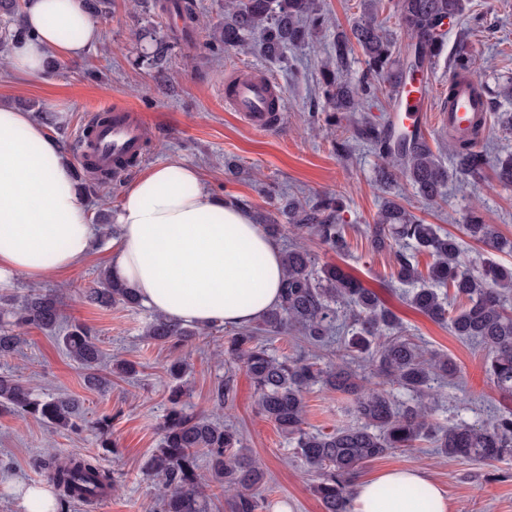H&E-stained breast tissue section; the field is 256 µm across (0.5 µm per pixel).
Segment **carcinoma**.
I'll return each instance as SVG.
<instances>
[{"label":"carcinoma","instance_id":"obj_1","mask_svg":"<svg viewBox=\"0 0 512 512\" xmlns=\"http://www.w3.org/2000/svg\"><path fill=\"white\" fill-rule=\"evenodd\" d=\"M224 22L211 27L205 48L216 55L230 49L258 52L280 63L287 53L305 43L312 32L328 28V17L318 0H230ZM374 0L351 29L336 33L332 51L322 63V82L309 109L322 108L329 125L352 123L355 143L335 141L333 149L350 155L366 143L383 164L375 175L382 192L377 222L368 225L367 240L374 251L393 253L396 280L409 286L402 293L407 304L436 323L448 324L451 332L480 345L486 351V374L503 394L512 395V269L487 261L470 269L462 245L437 224H426L410 212L400 197L390 191L396 175L403 176L416 195L429 205L443 199V189L455 176L467 184H478L489 159H494L497 181L512 185V153L491 155L482 145L484 122L477 121L469 136L450 137V166L433 153L423 134L415 131L398 139L377 128L364 116H356L359 104L385 95L413 79L423 61L439 55L444 47L442 21L463 16L465 0H397L398 22L407 38L405 53L384 22L377 20ZM163 11L174 9L194 20L192 4L168 0ZM469 30L459 35V45L448 60L454 75L471 77L484 97L490 92L472 63ZM364 57V73L358 83L345 76L352 46ZM289 226L306 233L342 254L348 250L343 221V203L336 195H322L308 202L285 203ZM463 237L491 250H512V241L498 225L487 223L486 214L468 210L460 225ZM430 258L426 270L418 256ZM285 275L279 303L267 310L255 328L221 327L210 330L228 336L224 354L240 366L251 381L257 413L272 422L293 443L297 454L314 477V492L323 512H350L355 480L367 464L396 450H410L428 442L450 461L478 463L512 457V412L497 414L484 424L441 425L430 413L438 402L439 388L458 377V368L447 354L429 351L405 334L396 314L362 281L335 264L317 265L303 246L286 250ZM452 288L462 303L454 307L441 292ZM84 300L99 307L141 306L138 295L123 283L103 273L95 286L85 290ZM351 316V336L344 342L351 360L323 365L313 358L274 355L268 337L287 330L298 332L314 346L334 342L339 312ZM61 301L57 295L33 288L20 301L0 302V358L13 355L21 343L22 329L33 326L60 333L67 355L84 371L85 384L94 389L111 385L101 372V351L90 327L61 323ZM200 334L199 328L153 315L145 336L158 345H179ZM368 361L376 375L407 395L401 400L391 391L368 382L352 368L354 360ZM184 370L175 360L167 374L169 407L160 424L159 447L145 463L148 475L157 479L162 494L158 512H211L205 482L231 492L228 512H266L263 492L265 471L252 459L240 432L220 424L216 418L188 412L187 389L178 384ZM316 388L336 393L348 402L355 417L352 425L330 432L316 430L306 421L305 394ZM0 410L19 416L38 417L53 427L73 430L80 413L74 400L40 397L20 379L0 374ZM209 466L208 479L199 473V458ZM44 477L58 492L57 512H67L72 502L98 503L114 489L110 472L83 456L55 459L43 465Z\"/></svg>","mask_w":512,"mask_h":512}]
</instances>
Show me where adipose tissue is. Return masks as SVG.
<instances>
[{
  "mask_svg": "<svg viewBox=\"0 0 512 512\" xmlns=\"http://www.w3.org/2000/svg\"><path fill=\"white\" fill-rule=\"evenodd\" d=\"M24 30L6 59L24 77L83 58L100 37L83 0H25ZM115 223L113 278L170 320L244 326L279 300V246L248 214L203 189L191 164L172 159L148 169L125 191ZM98 237L59 141L30 113L0 106V277L37 283L73 270ZM351 510L459 512L428 475L398 467L360 481Z\"/></svg>",
  "mask_w": 512,
  "mask_h": 512,
  "instance_id": "1",
  "label": "adipose tissue"
}]
</instances>
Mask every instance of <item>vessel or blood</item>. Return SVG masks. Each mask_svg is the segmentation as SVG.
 <instances>
[{
    "instance_id": "obj_1",
    "label": "vessel or blood",
    "mask_w": 512,
    "mask_h": 512,
    "mask_svg": "<svg viewBox=\"0 0 512 512\" xmlns=\"http://www.w3.org/2000/svg\"><path fill=\"white\" fill-rule=\"evenodd\" d=\"M454 96L440 113L443 126L457 134L469 128L475 115L486 112L484 98L477 95L470 82L454 80ZM432 86L419 82L405 85L396 92L397 112L393 122L398 126H422L427 117ZM224 99L256 130L268 132L279 125L284 100L280 88L264 72L240 70L224 80ZM145 136V119L138 110L120 106L112 120L93 126L90 139L97 163L105 168L115 166L118 158L139 154Z\"/></svg>"
}]
</instances>
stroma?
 <instances>
[{
    "label": "stroma",
    "mask_w": 512,
    "mask_h": 512,
    "mask_svg": "<svg viewBox=\"0 0 512 512\" xmlns=\"http://www.w3.org/2000/svg\"><path fill=\"white\" fill-rule=\"evenodd\" d=\"M319 3L330 19L329 28L294 50L288 65L233 50L219 57L210 55L201 48L202 37L197 34L190 41L175 42L166 60L156 66L146 62L155 48L154 40L178 29L179 19L153 8L147 0H112L111 11L97 19L102 30L99 45L82 60L60 63L56 73L0 78V103L32 113L65 108L67 118L54 133L71 143L76 142L88 113L107 106L137 109L147 123V152L127 176L88 196L90 211L117 208L124 192L146 169L181 159L199 169L202 184L211 194L243 202L251 218L264 214L282 224L280 247L303 243L318 263H335L352 273L396 313L410 335L457 362L460 379L441 388L435 421L480 423L512 410V397L500 395L486 376L484 351L399 299L389 287L394 273L392 254L372 251L368 244L364 230L379 212L380 193L373 178L381 160L366 148L347 157L337 155L333 141L351 137V130L329 127L323 114L308 110L332 34L350 31L359 21L361 0ZM467 11L484 18L483 27L472 38L474 68L492 85L512 80V0H467ZM255 67L268 74L284 97L283 124L273 132L254 130L224 101L225 75ZM394 191L426 223L453 233L458 232L465 211L481 207L489 223L512 239V187L500 185L493 169L485 170L482 184L475 189L462 192L456 181H449L443 201L433 206L423 203L404 178L395 179ZM324 194L341 195L345 202L349 248L340 256L314 238L288 230V217L279 209L281 198ZM110 260V240L105 237L75 270L50 276L42 286L60 296L65 323L79 322L94 330L105 364L128 361L136 373L113 379L103 390L89 388L82 370L55 336L24 329L17 353L0 359V373L18 375L40 396L65 394L77 400L83 429L76 434L55 430L35 417L0 410V512H30L15 488L42 484L40 464L52 455L94 457L110 470L117 484L112 496L94 508L76 504L70 512H156L159 485L146 476L144 466L159 445V425L168 406L165 368L178 356L188 364L192 410L239 430L266 471L267 512H279L284 506L290 512H323L306 465L280 431L256 413L245 372L226 363L223 334L194 337L175 352L144 338L149 308H100L84 302L83 290L109 269ZM270 347L279 356L301 354L324 364L339 362L342 356L339 344L314 348L292 330L273 336ZM229 375L234 378L235 395L221 404L216 391ZM305 401L308 423L323 431L354 421L345 401L336 395L313 389ZM105 415L112 418L115 449L111 452L100 448L96 429L97 420ZM394 466L427 473L461 512H512V458L493 463L451 462L423 447L386 455L368 464L361 475L367 478Z\"/></svg>",
    "instance_id": "obj_1"
}]
</instances>
